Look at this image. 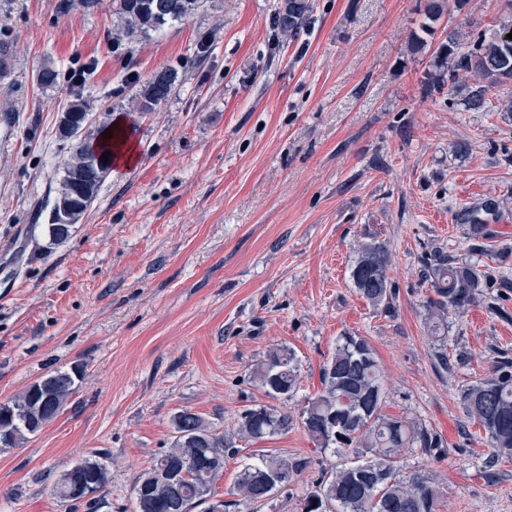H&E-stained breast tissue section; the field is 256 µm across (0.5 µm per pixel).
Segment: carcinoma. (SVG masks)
Masks as SVG:
<instances>
[{"mask_svg": "<svg viewBox=\"0 0 512 512\" xmlns=\"http://www.w3.org/2000/svg\"><path fill=\"white\" fill-rule=\"evenodd\" d=\"M154 0H113V14L123 22L116 35L135 38L168 25L183 23L200 13L206 0H159L166 11L158 13ZM467 0H426L419 32L412 42L419 47L424 35H433L437 24L450 10L462 9ZM311 10L309 0H282L274 25L286 36H295ZM512 23L504 24L490 41L481 37L469 42L457 32H444L432 59L428 80L438 91L468 111L479 112L487 104V91L512 80ZM178 87V71L166 67L140 90L138 108L151 112ZM89 110L81 98L70 102L59 126L80 131L64 164L57 196L47 214L45 233L52 241L67 239L83 213L96 198L109 170L101 156L122 146L126 132L111 123L94 133L87 131ZM112 128V137L102 133ZM499 204L488 200L480 206L464 207L457 215L470 226L476 239L473 250L484 251L489 219ZM389 254L377 243L360 247L351 267V280L358 293L374 306L391 305L388 290ZM490 273L478 264L459 261L441 253L427 263L424 279L433 292L425 310L432 335L446 339L448 315L462 317L479 301ZM298 368L286 349L272 352L256 379L273 397H289L297 386ZM80 380L74 370H54L32 383L19 397L4 402L0 410V438L4 448H15L38 433L60 412ZM320 392L302 412V426L321 452L332 451L345 463L332 468L304 499L302 512H438L440 493L424 477H404L398 459L406 448L442 447L437 434L403 417L383 413V376L375 352L363 336L346 333L320 370ZM461 403L470 422L485 433L492 448V461L512 458V361L497 362L490 375L481 377L461 393ZM290 416L278 408L255 405L242 412L238 434L247 441L271 437L288 428ZM172 447L157 459L134 488L135 512H191L213 503L215 484L224 472V455L232 443L224 434L204 424L194 413L174 416ZM307 461L288 455H272L257 464H246L237 475L236 493L253 502L266 499L286 487ZM107 483L103 461L87 457L64 471L55 493L63 501H78L76 486L98 492Z\"/></svg>", "mask_w": 512, "mask_h": 512, "instance_id": "obj_1", "label": "carcinoma"}]
</instances>
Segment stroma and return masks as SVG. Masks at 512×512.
Instances as JSON below:
<instances>
[{
    "label": "stroma",
    "mask_w": 512,
    "mask_h": 512,
    "mask_svg": "<svg viewBox=\"0 0 512 512\" xmlns=\"http://www.w3.org/2000/svg\"><path fill=\"white\" fill-rule=\"evenodd\" d=\"M300 33L274 27L280 0H214L189 21L115 41L112 0H0V37L15 64L0 80V402L55 369H82L61 413L0 450V512H133L137 478L169 450L186 410L234 444L216 484L229 512H301L337 459L316 451L299 417L320 389L336 339L365 337L384 376V413L435 432L443 448H411L400 471L428 477L441 512H512V459L491 453L460 401L463 387L512 357V114L506 86L484 111L427 83L438 37L412 50L426 0H310ZM512 21V0H469L443 22L465 40ZM210 39L212 53L196 63ZM58 84L40 86L44 65ZM176 67L180 84L143 114L133 99ZM96 123L129 125L138 152L110 168L71 236L53 245V202L68 142L57 125L71 71ZM465 152H457V145ZM498 200L484 253L471 249L465 206ZM384 245L391 307L351 281L358 248ZM492 268L481 300L425 320V259L438 252ZM292 352L299 385L287 430L237 436L247 407L271 404L255 379L275 349ZM451 370H442L437 353ZM271 454L306 469L265 501L235 494L242 465ZM99 456L96 503L62 501L54 485Z\"/></svg>",
    "instance_id": "35a3bbf8"
}]
</instances>
